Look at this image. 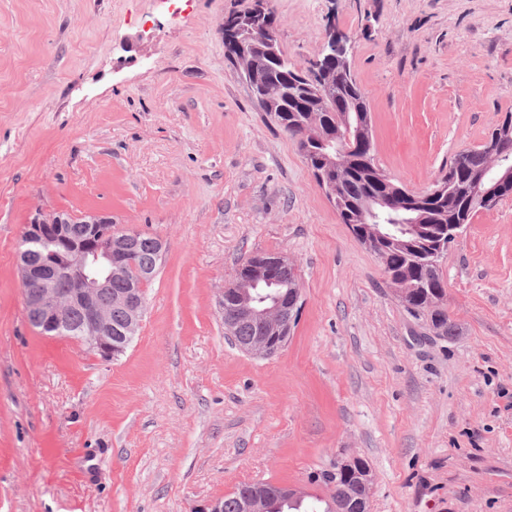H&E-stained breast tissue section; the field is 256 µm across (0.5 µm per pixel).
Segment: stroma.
<instances>
[{"instance_id": "stroma-1", "label": "stroma", "mask_w": 512, "mask_h": 512, "mask_svg": "<svg viewBox=\"0 0 512 512\" xmlns=\"http://www.w3.org/2000/svg\"><path fill=\"white\" fill-rule=\"evenodd\" d=\"M250 0H0V512H195L243 482L307 496L341 456L370 512H512V197L448 248L452 338L408 313L295 142L224 56ZM288 58L353 45L376 162L429 188L512 112V0H272ZM166 242L125 352L45 335L18 252L37 210ZM285 256L302 303L275 357L219 298ZM357 457H351V458H341L336 461V471L342 475H353L355 478V482L348 481L344 478H339L342 482V485H348L350 487V492L352 494V499H356L360 496V492L355 487L358 486L359 488L364 490L363 495L357 500L358 503L354 508H359L365 512L370 511L369 507V495L368 490L370 488V485L372 483V474L370 469H356L355 463H356ZM355 484V485H354ZM339 483H335L332 487L333 489V495L336 494H343L347 491V488L345 486H342Z\"/></svg>"}]
</instances>
